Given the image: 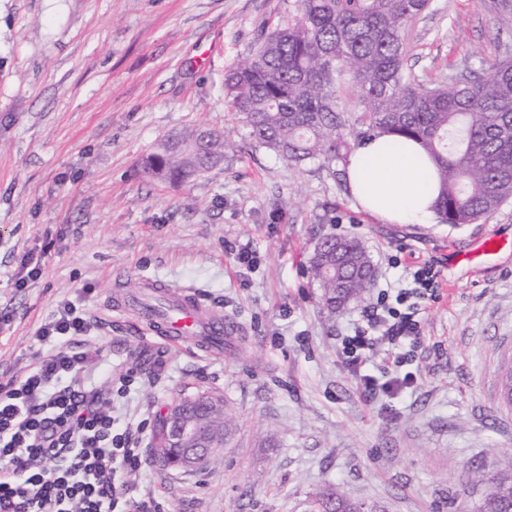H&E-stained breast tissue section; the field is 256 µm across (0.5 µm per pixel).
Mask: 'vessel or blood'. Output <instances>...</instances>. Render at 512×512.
<instances>
[{
    "mask_svg": "<svg viewBox=\"0 0 512 512\" xmlns=\"http://www.w3.org/2000/svg\"><path fill=\"white\" fill-rule=\"evenodd\" d=\"M505 247L501 237L492 233L476 239L467 251L449 250L448 256L453 263L477 269L495 259ZM129 308L146 311L148 333L157 343L176 346L188 341L203 351L224 346V315L207 305L197 291L174 293L162 281L146 279L140 291L118 301L114 311L120 315Z\"/></svg>",
    "mask_w": 512,
    "mask_h": 512,
    "instance_id": "vessel-or-blood-1",
    "label": "vessel or blood"
}]
</instances>
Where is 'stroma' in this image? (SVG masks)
<instances>
[{
	"instance_id": "35a3bbf8",
	"label": "stroma",
	"mask_w": 512,
	"mask_h": 512,
	"mask_svg": "<svg viewBox=\"0 0 512 512\" xmlns=\"http://www.w3.org/2000/svg\"><path fill=\"white\" fill-rule=\"evenodd\" d=\"M293 11L294 0H0V383L48 352L37 331L70 301L91 324L97 385L138 373L113 411L144 428L128 481L159 512H307L328 486L386 512H475L486 487L473 473L512 475L499 386L512 364V254L479 271L445 254L490 232L511 239L512 200L473 224H390L355 203L344 162L297 169L250 148L224 76ZM405 38L415 75L452 64L483 75L512 46V15L491 0H433ZM197 126L235 142L220 166L182 185L140 176L160 139ZM329 234L358 238L376 268L364 300L333 314L309 273ZM242 250L253 269L237 263ZM391 255L437 265L443 298L423 305L409 365L422 383L369 398L338 339L397 287ZM145 277L195 287L234 317L223 351L109 322ZM201 391L224 398V444L205 468L164 467L151 454L158 422Z\"/></svg>"
}]
</instances>
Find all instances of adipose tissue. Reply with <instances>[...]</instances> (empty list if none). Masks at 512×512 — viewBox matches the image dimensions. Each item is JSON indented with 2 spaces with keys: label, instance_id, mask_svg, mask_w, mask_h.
Listing matches in <instances>:
<instances>
[{
  "label": "adipose tissue",
  "instance_id": "obj_1",
  "mask_svg": "<svg viewBox=\"0 0 512 512\" xmlns=\"http://www.w3.org/2000/svg\"><path fill=\"white\" fill-rule=\"evenodd\" d=\"M352 196L367 212L390 224H430L436 218V168L416 142L377 135L349 156Z\"/></svg>",
  "mask_w": 512,
  "mask_h": 512
}]
</instances>
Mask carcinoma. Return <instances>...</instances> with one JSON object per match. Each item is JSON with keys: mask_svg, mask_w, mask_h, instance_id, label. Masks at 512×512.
<instances>
[{"mask_svg": "<svg viewBox=\"0 0 512 512\" xmlns=\"http://www.w3.org/2000/svg\"><path fill=\"white\" fill-rule=\"evenodd\" d=\"M432 0H296L288 23L270 32L225 75V98L247 137L289 166L343 161L374 135L413 139L435 162L436 213L446 224H473L512 198V53L492 74L451 73L441 80L405 74L408 23ZM355 98V119L341 97ZM234 144L196 127L162 138L142 162L145 175L168 182L200 176ZM309 271L331 312L360 301L374 266L361 241L326 235ZM221 398L201 393L183 402L223 437ZM309 512H359V503L328 487ZM483 512H512V477L491 483Z\"/></svg>", "mask_w": 512, "mask_h": 512, "instance_id": "obj_1", "label": "carcinoma"}]
</instances>
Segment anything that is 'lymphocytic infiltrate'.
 Instances as JSON below:
<instances>
[{"instance_id": "f902f5d3", "label": "lymphocytic infiltrate", "mask_w": 512, "mask_h": 512, "mask_svg": "<svg viewBox=\"0 0 512 512\" xmlns=\"http://www.w3.org/2000/svg\"><path fill=\"white\" fill-rule=\"evenodd\" d=\"M405 272L406 287L381 290L352 335L340 339L343 361L367 397L420 381L403 367L423 340L422 302L440 297L439 272L428 263ZM89 329L84 311L65 303L37 332L52 344L47 354L0 384V512H152L150 502L131 497L127 480L142 466L140 440L112 410L135 372L119 374L112 390L87 385L79 340Z\"/></svg>"}]
</instances>
